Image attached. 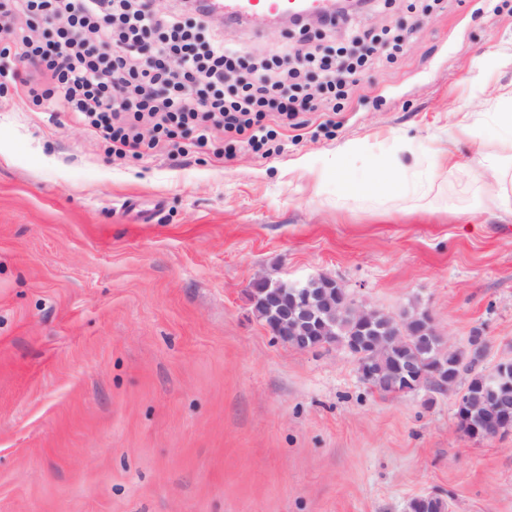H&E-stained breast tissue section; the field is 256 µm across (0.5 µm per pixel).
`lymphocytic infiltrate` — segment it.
Masks as SVG:
<instances>
[{
	"instance_id": "lymphocytic-infiltrate-1",
	"label": "lymphocytic infiltrate",
	"mask_w": 512,
	"mask_h": 512,
	"mask_svg": "<svg viewBox=\"0 0 512 512\" xmlns=\"http://www.w3.org/2000/svg\"><path fill=\"white\" fill-rule=\"evenodd\" d=\"M207 25L206 9L161 15L151 0H0V92L22 82L27 98L75 114L118 157L189 130L202 148L215 126L257 151L267 113L295 117L315 91L324 111L339 110L355 76L373 65L376 45L401 48L375 34L358 52L296 55L286 71L276 56L247 60ZM147 116L155 120L148 138L138 130Z\"/></svg>"
}]
</instances>
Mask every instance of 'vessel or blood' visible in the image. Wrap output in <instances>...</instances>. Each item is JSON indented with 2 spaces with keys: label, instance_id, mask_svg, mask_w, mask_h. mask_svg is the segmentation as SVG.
<instances>
[{
  "label": "vessel or blood",
  "instance_id": "b4317fda",
  "mask_svg": "<svg viewBox=\"0 0 512 512\" xmlns=\"http://www.w3.org/2000/svg\"><path fill=\"white\" fill-rule=\"evenodd\" d=\"M208 15H223L234 23L256 15H317L328 19L336 15L335 0H206Z\"/></svg>",
  "mask_w": 512,
  "mask_h": 512
}]
</instances>
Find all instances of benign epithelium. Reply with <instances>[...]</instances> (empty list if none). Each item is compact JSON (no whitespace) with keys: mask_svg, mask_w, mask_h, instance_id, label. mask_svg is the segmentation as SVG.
<instances>
[{"mask_svg":"<svg viewBox=\"0 0 512 512\" xmlns=\"http://www.w3.org/2000/svg\"><path fill=\"white\" fill-rule=\"evenodd\" d=\"M251 299L269 333L287 345L303 339V351L326 344L336 316L347 319L354 327L348 352L356 359L361 379L374 389L401 395L419 389L426 380H448V364L443 361H403L381 368L371 355L384 341L399 348L410 336L427 345L437 344L445 353H455L427 311L406 318L375 310L355 300L336 278L325 273L298 283L261 277L252 283ZM486 378L503 390L512 387V369L504 364L486 373ZM463 416L470 438H489L505 432L493 407L479 409L468 403L463 405Z\"/></svg>","mask_w":512,"mask_h":512,"instance_id":"7a95c632","label":"benign epithelium"}]
</instances>
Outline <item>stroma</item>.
Masks as SVG:
<instances>
[{"mask_svg": "<svg viewBox=\"0 0 512 512\" xmlns=\"http://www.w3.org/2000/svg\"><path fill=\"white\" fill-rule=\"evenodd\" d=\"M321 31L401 34L339 112L267 118L272 153L182 138L118 159L54 103L0 96V512H512V431L472 440L454 391L388 395L330 345L300 351L253 313L252 282L319 273L393 314L431 313L457 350L512 362V217L480 208L512 90V0H375ZM242 54L301 40L255 21ZM466 169L429 152L463 117ZM359 152L343 154L347 142ZM420 166L426 195L358 197ZM336 181L345 185L344 198H356L362 195L385 196L388 194L403 195L424 194L427 188V180L421 174L415 175L412 181L400 183L389 174L362 181L351 178L342 166L339 158H336Z\"/></svg>", "mask_w": 512, "mask_h": 512, "instance_id": "obj_1", "label": "stroma"}]
</instances>
